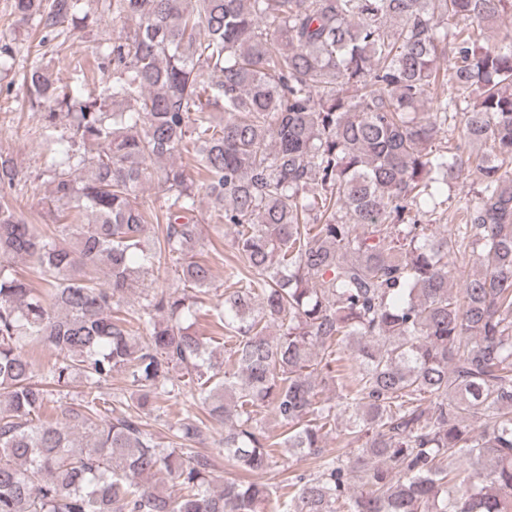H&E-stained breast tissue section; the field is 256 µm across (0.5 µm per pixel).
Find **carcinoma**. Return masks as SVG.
<instances>
[{
	"mask_svg": "<svg viewBox=\"0 0 512 512\" xmlns=\"http://www.w3.org/2000/svg\"><path fill=\"white\" fill-rule=\"evenodd\" d=\"M104 2L134 27L97 63L112 70L98 94L79 63L67 87L42 64L22 74L46 228L0 153V512H266L253 475L306 457L286 512H512V38L484 41L512 0ZM14 11L39 47L92 20L85 0ZM153 164L166 228L151 244ZM465 166L475 198L432 223ZM199 181L241 262L204 312ZM164 254L181 289L122 309ZM450 254L472 261L459 291ZM202 320L231 342L221 362ZM35 345L55 355L39 381ZM114 372L126 401L99 391ZM76 379L86 390L47 418L50 390ZM179 397L224 423L238 476L220 489L202 420L160 442L133 418ZM332 432L352 448L325 454Z\"/></svg>",
	"mask_w": 512,
	"mask_h": 512,
	"instance_id": "cac0c4a2",
	"label": "carcinoma"
}]
</instances>
